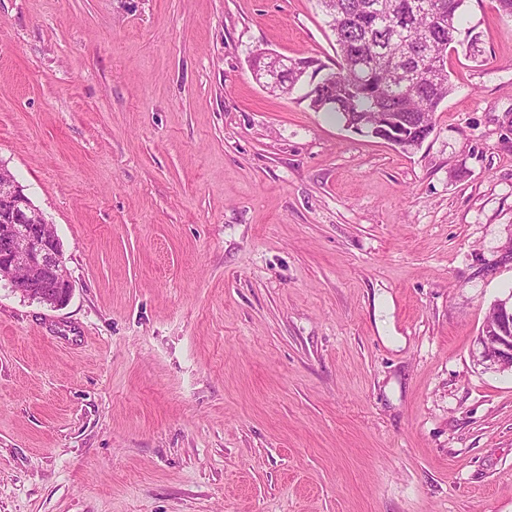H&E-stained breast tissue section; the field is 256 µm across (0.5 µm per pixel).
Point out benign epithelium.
Segmentation results:
<instances>
[{
	"mask_svg": "<svg viewBox=\"0 0 512 512\" xmlns=\"http://www.w3.org/2000/svg\"><path fill=\"white\" fill-rule=\"evenodd\" d=\"M45 219L5 169H0V280L54 308L72 293L58 238L43 229ZM498 323L476 337L473 358L486 370H512V294L495 301Z\"/></svg>",
	"mask_w": 512,
	"mask_h": 512,
	"instance_id": "obj_1",
	"label": "benign epithelium"
}]
</instances>
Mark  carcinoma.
<instances>
[{
	"mask_svg": "<svg viewBox=\"0 0 512 512\" xmlns=\"http://www.w3.org/2000/svg\"><path fill=\"white\" fill-rule=\"evenodd\" d=\"M329 18L336 42V62L329 67L314 58L288 61L275 73L278 92L290 94L304 83V76L319 77L308 83L302 99L316 112L343 122L354 131L369 122L392 126V113L405 122L396 129L402 149L417 148L434 128L433 115L453 90L448 59V28L458 29L467 0H445L444 18L432 22L433 0H316ZM440 55V64L425 72L419 63L429 54ZM408 68L404 85L393 83L389 68L394 62Z\"/></svg>",
	"mask_w": 512,
	"mask_h": 512,
	"instance_id": "carcinoma-1",
	"label": "carcinoma"
}]
</instances>
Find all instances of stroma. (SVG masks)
Here are the masks:
<instances>
[{"instance_id":"stroma-1","label":"stroma","mask_w":512,"mask_h":512,"mask_svg":"<svg viewBox=\"0 0 512 512\" xmlns=\"http://www.w3.org/2000/svg\"><path fill=\"white\" fill-rule=\"evenodd\" d=\"M405 152L259 84L315 0H0V166L73 284L0 282V512H512V19ZM493 305L499 321L493 328H482L474 341L473 358L487 370H512V295Z\"/></svg>"}]
</instances>
